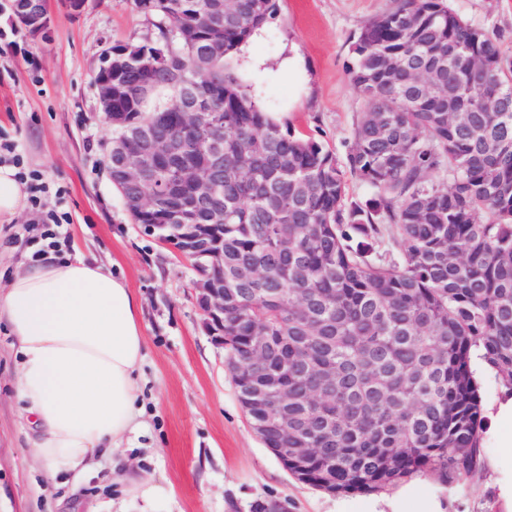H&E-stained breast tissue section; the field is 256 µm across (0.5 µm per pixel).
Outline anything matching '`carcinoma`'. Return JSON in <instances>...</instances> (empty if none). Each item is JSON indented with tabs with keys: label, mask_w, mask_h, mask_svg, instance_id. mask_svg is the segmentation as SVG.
Here are the masks:
<instances>
[{
	"label": "carcinoma",
	"mask_w": 512,
	"mask_h": 512,
	"mask_svg": "<svg viewBox=\"0 0 512 512\" xmlns=\"http://www.w3.org/2000/svg\"><path fill=\"white\" fill-rule=\"evenodd\" d=\"M150 28L112 48V185L137 195L124 158L162 121L183 143L161 161L153 207L135 224L224 225V360L244 409L288 472L331 493L379 492L418 472L448 489L484 466L480 359L512 392V112H444L491 88L512 92L498 34L446 0H394L354 37L350 81L363 112L345 159L284 130L225 60L276 0H133ZM222 37V52L203 49ZM433 86L411 97L412 70ZM195 83L221 124L189 130L173 101ZM215 194L178 178L213 162ZM363 204L347 199V177ZM288 413V439L278 417Z\"/></svg>",
	"instance_id": "carcinoma-1"
}]
</instances>
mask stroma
<instances>
[{"label": "stroma", "instance_id": "1", "mask_svg": "<svg viewBox=\"0 0 512 512\" xmlns=\"http://www.w3.org/2000/svg\"><path fill=\"white\" fill-rule=\"evenodd\" d=\"M0 0V142L8 163L39 173L41 209L0 226L26 247L37 211L65 215L70 245L112 264L140 303L145 336L141 397L145 426L125 444L124 471L147 481L152 512H249L254 500L288 502V512H337L342 497L290 475L250 427L224 366L201 327L189 262L176 259L133 224L102 163L112 130L97 108L94 76L105 50L139 38L133 0H88L74 14L51 2L48 38L10 22ZM468 21L502 35L512 58V0H447ZM392 0H278L270 20L227 60L282 128L313 136L344 156L363 110L348 65L354 36ZM296 58L294 72L282 64ZM15 342L0 324V512H139L127 483L103 458L88 477L49 475L28 448L34 432L15 399ZM445 512H496L489 472L455 489L422 487Z\"/></svg>", "mask_w": 512, "mask_h": 512}]
</instances>
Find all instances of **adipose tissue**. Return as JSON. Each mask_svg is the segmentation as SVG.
<instances>
[{
    "label": "adipose tissue",
    "instance_id": "adipose-tissue-1",
    "mask_svg": "<svg viewBox=\"0 0 512 512\" xmlns=\"http://www.w3.org/2000/svg\"><path fill=\"white\" fill-rule=\"evenodd\" d=\"M27 206L26 182L0 164V223ZM25 263L0 285V322L20 356L14 394L36 427L33 455L50 473L83 477L99 456L119 457L144 425L139 306L124 278L95 257L50 250ZM487 432L500 448L488 464L496 506L512 512L511 393L491 411Z\"/></svg>",
    "mask_w": 512,
    "mask_h": 512
}]
</instances>
